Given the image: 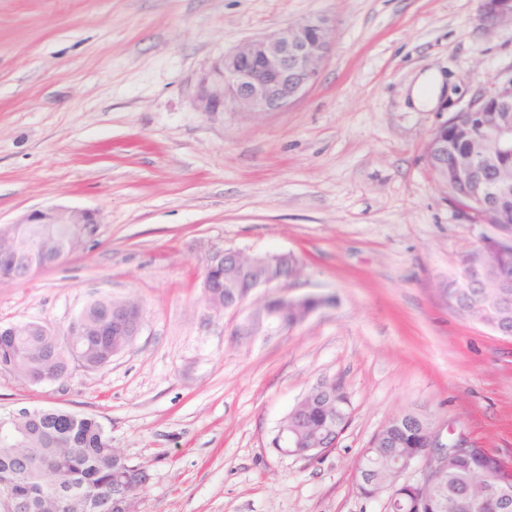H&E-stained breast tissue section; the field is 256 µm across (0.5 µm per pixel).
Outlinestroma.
<instances>
[{"instance_id": "1", "label": "stroma", "mask_w": 512, "mask_h": 512, "mask_svg": "<svg viewBox=\"0 0 512 512\" xmlns=\"http://www.w3.org/2000/svg\"><path fill=\"white\" fill-rule=\"evenodd\" d=\"M479 0H0V224L47 206L98 211L96 245L0 278V325L64 332L99 292L143 325L108 366L53 384L0 374V414L95 417L148 474L139 512H385L355 464L396 415H431L512 466V338L441 288L489 228L464 223L424 157L431 131L512 67V22ZM311 16L336 49L278 112H199L214 59ZM440 81L434 103L413 90ZM222 250L288 252L277 293L329 303L241 340L208 308ZM341 384L348 420L317 456L273 438L310 388ZM475 22L487 27L512 20V0H480Z\"/></svg>"}]
</instances>
